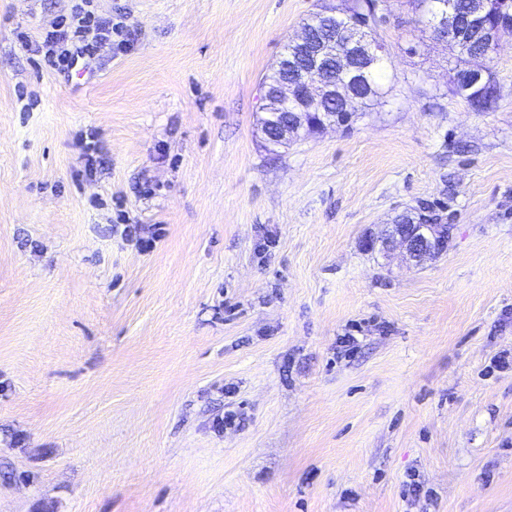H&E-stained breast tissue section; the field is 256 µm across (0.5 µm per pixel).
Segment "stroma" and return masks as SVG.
<instances>
[{
  "mask_svg": "<svg viewBox=\"0 0 512 512\" xmlns=\"http://www.w3.org/2000/svg\"><path fill=\"white\" fill-rule=\"evenodd\" d=\"M323 1L94 0L131 45L60 74L73 0H0V512H512V37L477 112L382 0L381 102L268 148ZM425 204L445 251L368 249Z\"/></svg>",
  "mask_w": 512,
  "mask_h": 512,
  "instance_id": "obj_1",
  "label": "stroma"
}]
</instances>
